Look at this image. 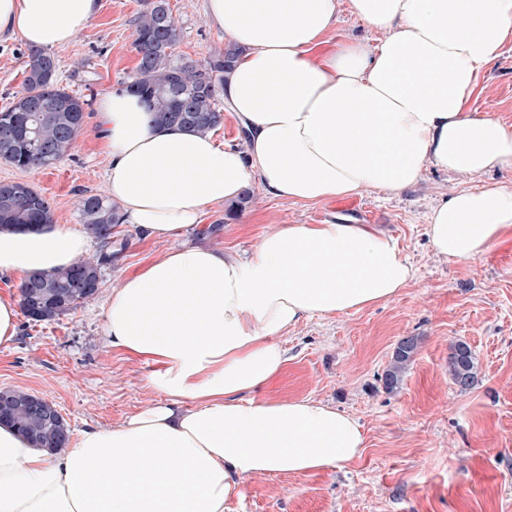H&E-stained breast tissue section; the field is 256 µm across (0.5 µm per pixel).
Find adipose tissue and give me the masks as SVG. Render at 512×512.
<instances>
[{
  "label": "adipose tissue",
  "instance_id": "adipose-tissue-1",
  "mask_svg": "<svg viewBox=\"0 0 512 512\" xmlns=\"http://www.w3.org/2000/svg\"><path fill=\"white\" fill-rule=\"evenodd\" d=\"M383 31L329 43L340 0H205L239 48L222 99L245 147L155 124L124 89L98 102L107 195L148 238L200 224L261 176L277 198L317 203L398 191L427 167L512 171V127L473 110L481 70L512 39V0H349ZM97 0H0V36L51 49ZM512 232V186L470 188L433 208L426 234L454 263ZM69 224L0 228V274L50 273L85 256ZM397 240L367 224H285L248 258L193 245L124 276L108 296L110 347L155 365L157 402L60 453L0 424V512H228L244 479L291 477L358 459L352 415L311 398H253L286 357L280 334L314 316L388 301L414 279Z\"/></svg>",
  "mask_w": 512,
  "mask_h": 512
}]
</instances>
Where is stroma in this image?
<instances>
[{
    "instance_id": "stroma-1",
    "label": "stroma",
    "mask_w": 512,
    "mask_h": 512,
    "mask_svg": "<svg viewBox=\"0 0 512 512\" xmlns=\"http://www.w3.org/2000/svg\"><path fill=\"white\" fill-rule=\"evenodd\" d=\"M182 30L177 54L196 60L224 48L204 0H168ZM90 25L54 48L58 78L85 100L84 126L55 166L21 170L0 161V182H23L47 197L55 223L79 225L78 204L105 196V154L94 104L134 73L135 20L146 0H98ZM29 47L19 36L0 37V109L23 87ZM473 109L492 112L512 127V39L487 64ZM512 184V173L477 176L424 170L398 192L362 193L306 203L267 193L254 179L251 201L239 211L209 208L200 227L178 236L143 239L132 224L113 229L124 244L102 270L98 296L60 319H18L11 345H0V388H20L50 401L71 436L88 426L108 427L163 395L149 386L153 365L108 347L106 298L123 273L186 242L247 255L260 237L283 224L345 220L389 231L416 277L395 298L368 308L302 321L279 338L288 360L257 395L272 400L313 398L353 415L365 435L360 458L340 469L279 478L250 477L230 512H512V235L467 264L448 262L430 247L425 227L432 207L459 190ZM219 225L209 233V225ZM418 350L398 389L381 381L400 339ZM470 345L477 366L461 389L448 372L456 342Z\"/></svg>"
}]
</instances>
